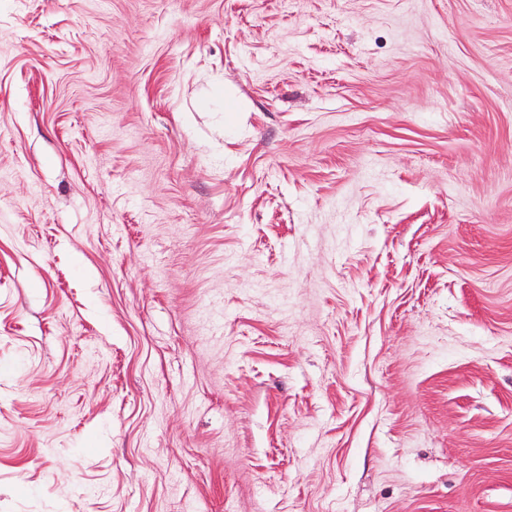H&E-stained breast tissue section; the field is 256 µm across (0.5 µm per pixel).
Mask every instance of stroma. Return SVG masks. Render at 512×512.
Here are the masks:
<instances>
[{
    "mask_svg": "<svg viewBox=\"0 0 512 512\" xmlns=\"http://www.w3.org/2000/svg\"><path fill=\"white\" fill-rule=\"evenodd\" d=\"M0 512H512V0H0Z\"/></svg>",
    "mask_w": 512,
    "mask_h": 512,
    "instance_id": "1",
    "label": "stroma"
}]
</instances>
